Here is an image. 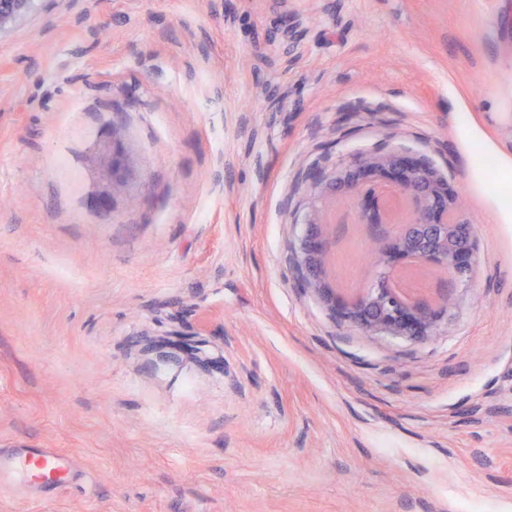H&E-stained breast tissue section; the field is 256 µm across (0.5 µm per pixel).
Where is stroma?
I'll list each match as a JSON object with an SVG mask.
<instances>
[{"mask_svg": "<svg viewBox=\"0 0 512 512\" xmlns=\"http://www.w3.org/2000/svg\"><path fill=\"white\" fill-rule=\"evenodd\" d=\"M403 148L476 262L423 340L335 317L310 174ZM512 0H37L0 33V512H512ZM191 333L180 345L178 332ZM301 250L305 280L310 286L316 287L315 282L318 280L319 269L327 258L325 245L317 234L310 233L302 241ZM76 461L54 448H22L0 455V495L29 499L33 492L46 501L64 489L75 473Z\"/></svg>", "mask_w": 512, "mask_h": 512, "instance_id": "obj_1", "label": "stroma"}]
</instances>
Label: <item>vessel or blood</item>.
Returning <instances> with one entry per match:
<instances>
[{
  "instance_id": "obj_1",
  "label": "vessel or blood",
  "mask_w": 512,
  "mask_h": 512,
  "mask_svg": "<svg viewBox=\"0 0 512 512\" xmlns=\"http://www.w3.org/2000/svg\"><path fill=\"white\" fill-rule=\"evenodd\" d=\"M75 467L72 457L53 448H24L0 456V495L27 499L36 493L50 499L69 484Z\"/></svg>"
}]
</instances>
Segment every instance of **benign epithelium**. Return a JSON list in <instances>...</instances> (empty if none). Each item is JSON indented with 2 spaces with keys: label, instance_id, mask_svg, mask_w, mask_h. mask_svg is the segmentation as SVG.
Listing matches in <instances>:
<instances>
[{
  "label": "benign epithelium",
  "instance_id": "1",
  "mask_svg": "<svg viewBox=\"0 0 512 512\" xmlns=\"http://www.w3.org/2000/svg\"><path fill=\"white\" fill-rule=\"evenodd\" d=\"M36 0H0V33L28 15ZM314 196L327 194L354 200L351 223L371 228L367 252L375 284L339 301L333 310L368 334L408 336L423 340L447 315L458 283L472 270L476 243L472 227L458 213L457 197L448 181L432 167L402 149L361 155L333 181L311 176ZM307 284L316 286L327 258L322 239L312 233L301 243ZM412 262L430 266L443 276L442 304L437 297H408L389 286V278Z\"/></svg>",
  "mask_w": 512,
  "mask_h": 512
}]
</instances>
